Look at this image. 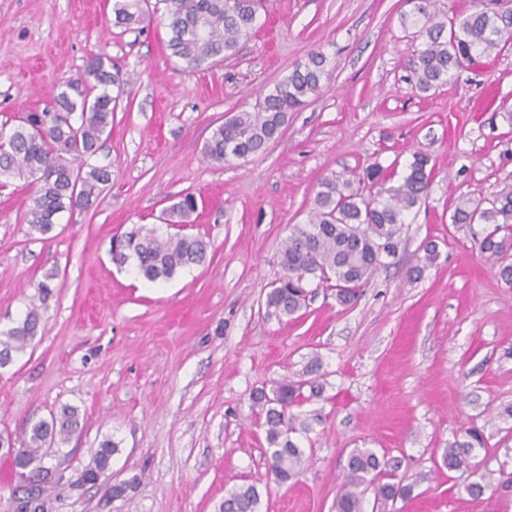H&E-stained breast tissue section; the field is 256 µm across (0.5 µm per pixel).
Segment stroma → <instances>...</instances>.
Returning a JSON list of instances; mask_svg holds the SVG:
<instances>
[{
  "label": "stroma",
  "instance_id": "obj_1",
  "mask_svg": "<svg viewBox=\"0 0 512 512\" xmlns=\"http://www.w3.org/2000/svg\"><path fill=\"white\" fill-rule=\"evenodd\" d=\"M408 0H263L262 26L223 62L186 68L167 47L164 0L143 26L116 24L112 0H0V122L39 112L88 58L109 55L121 88L112 132L95 160L112 181L92 205L62 214L49 236L24 222L35 191L0 189V330L22 318L37 286L57 287L25 353L0 368V435L75 407L82 429L48 459L61 481L52 512H217L255 485L260 512H333L349 452L397 460L410 499L363 497V512H512V288L450 221L454 200L512 185V41L447 86L418 92L422 40L404 24ZM330 72L290 113L282 135L228 165L203 146L226 116L252 110L311 51ZM436 160L428 194L405 216L396 264L351 306L317 290L299 318L267 315L278 252L306 223L318 180L379 163L398 186L414 152ZM204 201L190 234L212 261L153 287L118 271L112 237L147 224L159 234L167 196ZM440 257L412 280L425 239ZM312 379L301 409L306 464L277 485L253 392L282 377ZM480 428L486 444L451 471L443 448ZM118 443L112 482L82 474L105 437ZM479 498L465 487L480 475Z\"/></svg>",
  "mask_w": 512,
  "mask_h": 512
}]
</instances>
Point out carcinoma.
Wrapping results in <instances>:
<instances>
[{
	"instance_id": "obj_1",
	"label": "carcinoma",
	"mask_w": 512,
	"mask_h": 512,
	"mask_svg": "<svg viewBox=\"0 0 512 512\" xmlns=\"http://www.w3.org/2000/svg\"><path fill=\"white\" fill-rule=\"evenodd\" d=\"M172 55L189 68L220 61L232 55L240 40L248 36L257 21L258 0H168ZM145 0H112L118 24L138 22ZM434 0H415L403 22L419 26L423 42L413 69L416 87L426 93L451 81L455 72L471 67L498 50L512 38V10L476 8L446 19L433 10ZM328 76L325 57L313 51L308 61L298 63L274 89L256 99L253 110L236 112L212 129L203 154L222 165L243 159L275 140L288 124V113L297 111L306 98L319 93ZM120 74L112 72V59L97 54L87 61L80 82H66L54 105L31 113L13 124H0V187L11 179H32L38 189L30 198L26 223L45 236L63 212L91 206L92 197L112 181L109 165H92L104 134L112 130L119 96ZM435 163L424 152H415L403 182L382 189L384 170L368 165L360 176H325L318 182L314 207L307 223L293 224L279 252L281 273L266 296V308L276 315L293 317L307 307V286L336 291L342 305L355 302L361 288L386 260L398 256L401 229L408 211L427 195ZM388 197H383V194ZM197 197L181 194L164 210L167 224H186L198 210ZM452 223L468 230L480 253L501 259L512 248V187H504L485 198H463L451 215ZM492 226L478 231L475 225ZM210 244L193 235L157 234V229L140 225L121 236L119 249L112 250V262L131 268L150 283L171 279L181 269L201 265ZM439 258L438 246H423L421 264L409 276H421L424 268ZM39 306L30 303L17 325L0 332V368L11 364L38 333ZM310 386V394L304 387ZM320 394L307 380L283 378L268 391L253 394V406L262 417L268 445V466L275 482L286 484L300 474L304 450L295 435L309 431L310 424L296 409ZM81 430L78 410L63 406L51 421L34 423L23 446L12 458L15 474L24 478L30 470L33 484L18 500L17 512H51L48 485L40 476L48 449L61 445ZM468 440L448 445L443 464L448 470L469 467V449L483 445L482 435L466 432ZM118 443L104 439L96 450L93 466L85 480L98 482L107 474ZM373 488L375 498L384 502L405 500L413 485L397 475V466L380 458L369 448H355L348 456L342 491L336 497V512H362V497ZM261 497L253 485H242L227 493L218 512H259Z\"/></svg>"
}]
</instances>
